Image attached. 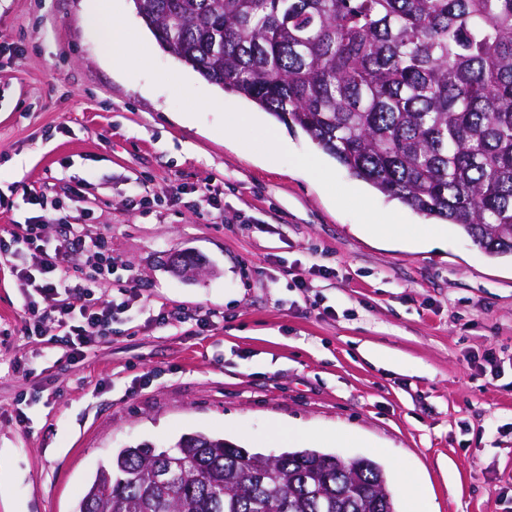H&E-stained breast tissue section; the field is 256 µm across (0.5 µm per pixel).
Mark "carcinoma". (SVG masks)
<instances>
[{
    "instance_id": "cac0c4a2",
    "label": "carcinoma",
    "mask_w": 512,
    "mask_h": 512,
    "mask_svg": "<svg viewBox=\"0 0 512 512\" xmlns=\"http://www.w3.org/2000/svg\"><path fill=\"white\" fill-rule=\"evenodd\" d=\"M133 2L207 82L298 126L387 198L512 255V0ZM74 512L398 510L374 461L191 433L120 449Z\"/></svg>"
}]
</instances>
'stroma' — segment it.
<instances>
[{
  "label": "stroma",
  "mask_w": 512,
  "mask_h": 512,
  "mask_svg": "<svg viewBox=\"0 0 512 512\" xmlns=\"http://www.w3.org/2000/svg\"><path fill=\"white\" fill-rule=\"evenodd\" d=\"M123 18L214 106L180 123L170 86L113 71L84 0H0V512H73L141 442L277 453L280 424L355 432L331 452L381 463L398 512L410 477L431 512H512V257L363 235L293 165L225 139L220 106L254 104L165 50L133 0ZM35 220L49 246L109 238L96 297L140 296L76 361L53 323L22 333ZM183 250L205 263L190 281L164 266Z\"/></svg>",
  "instance_id": "35a3bbf8"
}]
</instances>
